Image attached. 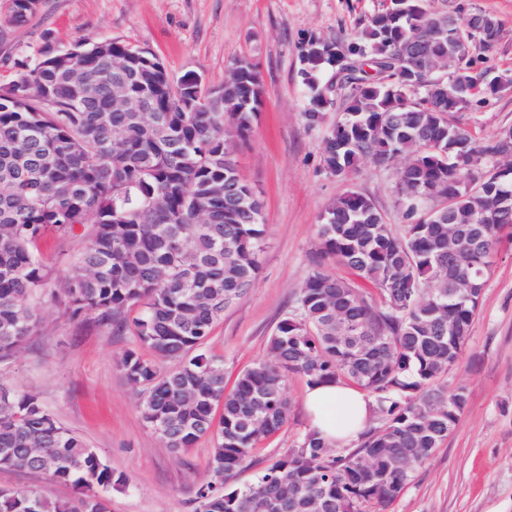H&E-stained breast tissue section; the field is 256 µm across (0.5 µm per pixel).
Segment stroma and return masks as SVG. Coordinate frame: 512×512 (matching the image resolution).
Wrapping results in <instances>:
<instances>
[{
  "mask_svg": "<svg viewBox=\"0 0 512 512\" xmlns=\"http://www.w3.org/2000/svg\"><path fill=\"white\" fill-rule=\"evenodd\" d=\"M466 12H490L502 39L486 65L512 74V0H461ZM385 0H39L29 22L0 25V83L15 60L36 55L45 41L66 48L77 41L116 38L151 49L174 80L199 76L223 83L235 57L255 63L263 105L247 141L236 152L241 176L264 203L265 237L255 285L215 324L204 345L224 358L226 382L268 355V339L296 303L319 261L317 229L323 210L347 182L323 164L324 129L309 128L300 81L304 38L349 34L381 10ZM474 132L491 138L512 126V90L476 110ZM396 169L362 162L351 180L390 223ZM41 329L0 368V381L38 395L50 413L109 463L119 485L109 512H194L195 492L210 478V439L182 453L169 451L144 423L138 390L116 370V357L133 346L130 330L73 322L56 306L41 311ZM455 382L468 403L455 431L417 470L389 512H512V244L503 245L484 291ZM306 382L290 376L287 423L252 454L238 483L250 481L296 445L307 430L301 406ZM32 487L51 499L75 495L71 485L41 474L0 470V488Z\"/></svg>",
  "mask_w": 512,
  "mask_h": 512,
  "instance_id": "35a3bbf8",
  "label": "stroma"
}]
</instances>
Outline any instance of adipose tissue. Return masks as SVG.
<instances>
[{
	"label": "adipose tissue",
	"mask_w": 512,
	"mask_h": 512,
	"mask_svg": "<svg viewBox=\"0 0 512 512\" xmlns=\"http://www.w3.org/2000/svg\"><path fill=\"white\" fill-rule=\"evenodd\" d=\"M309 426L332 446L356 440L370 416L365 393L347 385L318 383L307 386L302 398Z\"/></svg>",
	"instance_id": "obj_1"
}]
</instances>
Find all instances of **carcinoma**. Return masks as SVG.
Segmentation results:
<instances>
[{"label":"carcinoma","instance_id":"cac0c4a2","mask_svg":"<svg viewBox=\"0 0 512 512\" xmlns=\"http://www.w3.org/2000/svg\"><path fill=\"white\" fill-rule=\"evenodd\" d=\"M9 2L18 26L38 0ZM434 2L389 0L346 39L303 42L306 125L340 112L322 139L325 168L347 181L365 160L379 168L404 160L395 185L402 225L353 187L338 196L320 217L319 254L374 292L313 267L269 338L270 358L242 370L229 390L223 359L202 347L260 271L263 203L234 159L261 111L256 67L233 59L224 85L187 110L164 62L117 39L48 41L15 62L0 84V365L38 333L48 303L102 327L135 312V344L116 368L140 388L144 422L172 452L213 442L195 512H263L264 503L270 512H387L466 407L465 388L448 386V375L488 285L489 251L512 238V154L502 132L482 141L456 118L476 110L478 95H497L477 63L501 25L477 43L463 17L448 29L460 7ZM451 41L464 51L461 73L439 82ZM394 67L417 83L393 78ZM117 78L145 111L113 109ZM85 228L78 261L51 282L46 236ZM290 374L365 392L377 426L352 448H332L309 429L252 482L234 483L288 422ZM0 469L77 491L52 502L34 488L0 489V512H108L106 493L120 482L37 396L2 382Z\"/></svg>","mask_w":512,"mask_h":512}]
</instances>
